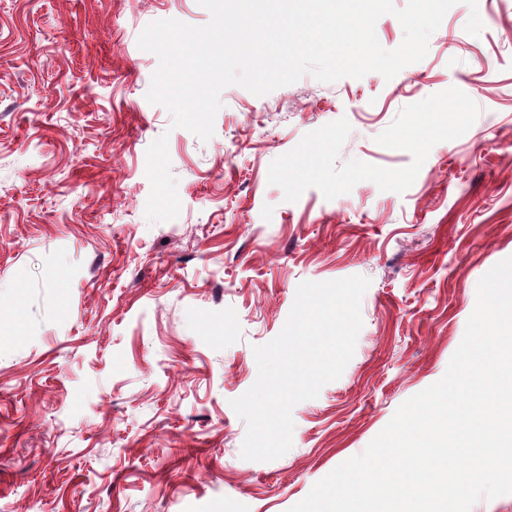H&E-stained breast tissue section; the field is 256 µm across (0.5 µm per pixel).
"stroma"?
Segmentation results:
<instances>
[{"label":"stroma","instance_id":"35a3bbf8","mask_svg":"<svg viewBox=\"0 0 512 512\" xmlns=\"http://www.w3.org/2000/svg\"><path fill=\"white\" fill-rule=\"evenodd\" d=\"M458 0L393 79L221 94L206 142L145 95L151 22L197 0H0V512H288L445 374L481 277L512 257V0ZM455 87L479 114L404 193L297 202L271 162L347 118L338 160L407 166L376 136ZM369 278L342 376L243 459L230 405L298 285Z\"/></svg>","mask_w":512,"mask_h":512}]
</instances>
